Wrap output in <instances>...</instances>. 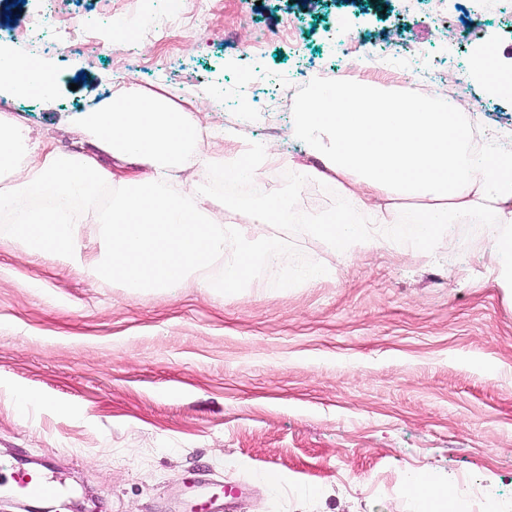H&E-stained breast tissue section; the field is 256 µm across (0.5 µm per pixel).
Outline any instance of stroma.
<instances>
[{
    "label": "stroma",
    "mask_w": 512,
    "mask_h": 512,
    "mask_svg": "<svg viewBox=\"0 0 512 512\" xmlns=\"http://www.w3.org/2000/svg\"><path fill=\"white\" fill-rule=\"evenodd\" d=\"M113 18L135 23L137 41L115 39ZM35 25L73 26L76 47L42 54L49 101L0 88V114L32 142L111 166L82 110L116 86L159 85L197 96L212 149L276 148L262 179L290 205L283 223L255 227L280 247L234 297L132 293L0 236V462L49 467L70 490L57 512H193L196 475L238 489L234 512H413L414 470L466 512H512V290L491 276L490 216L449 224L425 251L337 252L307 219L342 208L344 192L332 180L295 192L318 160L295 113L263 109L274 79L356 71L398 93L381 71L404 66L415 83L450 75L472 129L512 138V96L470 74L479 52L512 57V0H444L433 14L326 0L317 16L300 0H0L21 58ZM20 390L46 405H20Z\"/></svg>",
    "instance_id": "1"
}]
</instances>
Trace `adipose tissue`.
<instances>
[{
	"label": "adipose tissue",
	"instance_id": "ef3b65f1",
	"mask_svg": "<svg viewBox=\"0 0 512 512\" xmlns=\"http://www.w3.org/2000/svg\"><path fill=\"white\" fill-rule=\"evenodd\" d=\"M2 87L21 99H47L54 90L46 66L9 51H0ZM296 109L297 131L321 162L310 177L342 178L351 203L314 224L320 238L340 252L371 246L375 238L357 214L370 198L418 200L411 222L413 244L420 249L429 248L454 220L483 211L494 218L501 258L497 279L512 277V152L468 153V134L457 113L376 83L342 89L318 77ZM197 110L194 97L175 100L159 87L113 89L82 115L98 149L118 160L112 169L95 156L65 152L50 142L38 144L36 163L25 165L26 135L1 114L0 175L13 180L0 190V213L12 217L8 237L29 254L92 269L133 291L194 282L225 297L241 293L278 248L276 240L252 239L250 228L282 223L288 199L271 191L242 217L223 201L186 190L178 174L190 160L200 180L217 173L234 181L253 179L280 158L264 147L225 162L205 148ZM66 198L102 214L94 256L85 253L80 222L60 205ZM229 238L238 248L228 257ZM217 261L224 272L209 277ZM404 492L415 512H460L447 484L432 475L410 474Z\"/></svg>",
	"mask_w": 512,
	"mask_h": 512
}]
</instances>
